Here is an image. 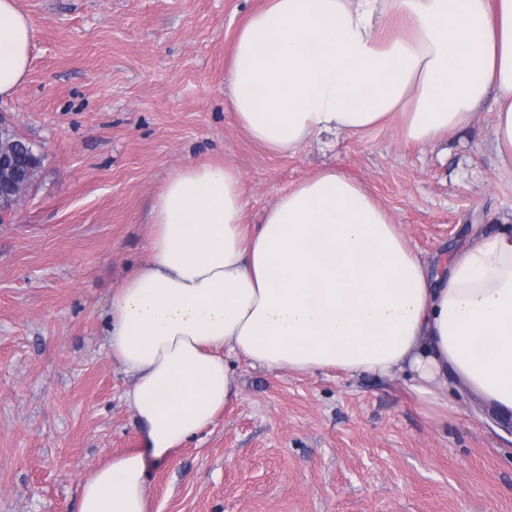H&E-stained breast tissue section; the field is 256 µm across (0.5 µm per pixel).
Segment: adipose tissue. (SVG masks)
I'll use <instances>...</instances> for the list:
<instances>
[{"label": "adipose tissue", "instance_id": "obj_1", "mask_svg": "<svg viewBox=\"0 0 512 512\" xmlns=\"http://www.w3.org/2000/svg\"><path fill=\"white\" fill-rule=\"evenodd\" d=\"M34 35L17 0H0V99L25 82ZM226 84L238 124L275 154L392 121L432 144L469 128L490 98L491 144L512 170V0H267L235 36ZM149 250L107 319L144 446L84 479L79 512H149L148 461L214 422L235 395V359L405 375L431 417H447L452 388L512 416L510 225L434 265L336 168L281 193L252 229L240 172L188 163L155 194Z\"/></svg>", "mask_w": 512, "mask_h": 512}]
</instances>
